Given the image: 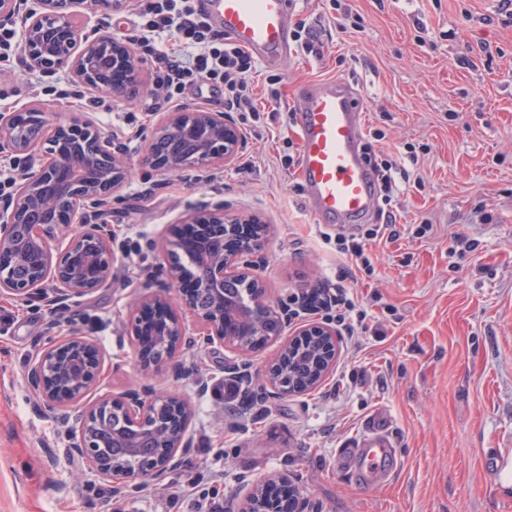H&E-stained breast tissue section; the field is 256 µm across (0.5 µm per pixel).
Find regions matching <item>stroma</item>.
Here are the masks:
<instances>
[{"mask_svg":"<svg viewBox=\"0 0 512 512\" xmlns=\"http://www.w3.org/2000/svg\"><path fill=\"white\" fill-rule=\"evenodd\" d=\"M135 4L110 12L81 0L76 19L120 40ZM296 17L314 26L321 55L298 48L258 65L257 87L278 83L281 108L241 126V151L217 169L163 174L143 161L157 118L135 102L78 106L57 96L76 86L66 70L45 73L36 92L25 65L0 69L11 110L36 104L57 120L83 112L124 145L130 167L98 217L115 238L111 285L60 309L0 300V512H194L179 495L191 484L224 512H243L271 475L290 479L318 512H512V494L484 465L512 436V24L499 0H298ZM336 77L361 92L365 150L396 163L402 188L393 204L400 235L367 241V268L337 251L288 165L299 154L290 114L301 89ZM219 202L266 224L253 262L274 303L292 306L315 288L354 303V335L342 336L329 374L306 393L272 398L259 379L230 405L213 393L241 361L260 372L291 326L245 358L196 341L177 355L176 382L136 361L137 296L163 279L182 224ZM73 331L105 356L92 398L148 384L191 400L192 446L180 467L116 495L65 455L72 422L37 411L24 369L36 349ZM377 413L397 465L363 485L336 450Z\"/></svg>","mask_w":512,"mask_h":512,"instance_id":"obj_1","label":"stroma"}]
</instances>
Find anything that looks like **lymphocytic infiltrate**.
<instances>
[{
	"label": "lymphocytic infiltrate",
	"instance_id": "1",
	"mask_svg": "<svg viewBox=\"0 0 512 512\" xmlns=\"http://www.w3.org/2000/svg\"><path fill=\"white\" fill-rule=\"evenodd\" d=\"M137 16L130 42L152 58L156 83L165 91L161 97L146 95L140 111L157 112L187 86L208 82L223 87L225 111L244 119L257 115L251 84L256 61L212 26L200 0H138Z\"/></svg>",
	"mask_w": 512,
	"mask_h": 512
}]
</instances>
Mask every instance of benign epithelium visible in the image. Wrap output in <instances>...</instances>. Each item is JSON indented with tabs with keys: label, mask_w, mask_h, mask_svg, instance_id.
<instances>
[{
	"label": "benign epithelium",
	"mask_w": 512,
	"mask_h": 512,
	"mask_svg": "<svg viewBox=\"0 0 512 512\" xmlns=\"http://www.w3.org/2000/svg\"><path fill=\"white\" fill-rule=\"evenodd\" d=\"M79 0H35L23 21V48L27 65L43 72L65 68L73 80L89 90L130 99L143 87L140 60L128 45L97 31L88 35L71 20ZM48 136L50 148L41 154L35 146ZM96 138L98 148L90 153L80 145L86 136ZM242 146V136L231 116L204 109H182L164 113L147 148L145 162L162 173H175L193 163L199 167L221 166L233 161ZM0 150L13 154L22 171L14 193L0 202V298L22 303L35 299L59 305L72 297L89 295L112 283L114 237L112 226L90 217L106 206L123 184L128 163L122 147L93 121L77 112L65 121L52 122L37 105L0 113ZM25 224L21 238L15 227ZM73 224L80 232L70 246L53 253L51 235ZM197 229L192 248L181 251V262L169 264L166 280L147 284L151 291L136 302L131 330L138 342V360L143 370L156 364L146 358V340L168 349L167 363L184 346L199 339L218 343L240 355L255 352L264 343L278 339L282 327L301 312L327 304V297L308 295L296 308L271 303L266 285L244 260L259 246V237L242 234L240 228L255 224L245 218H229L224 205L194 215ZM24 264L32 277L22 281L13 268ZM192 278L198 288L211 290L213 304L201 309L193 291L181 288ZM244 282L246 296L224 293V281ZM198 324V336L186 335V318ZM314 339L322 357L307 364L308 376L301 381L284 374L272 378L271 361L265 379L272 394H301L316 388L336 359L340 334L324 322L302 326L299 337L285 344L286 352L300 342ZM104 356L92 340L76 333L61 336L41 348L25 367L24 378L43 412H75L72 438L66 452L80 458L121 494L136 481L158 479L175 469L191 447L190 427L194 407L186 399L151 390L131 391L119 397L84 399L99 383ZM179 414L181 430L164 433L163 411ZM127 419L125 433L112 431V440L129 448L137 457L133 469H119L99 446V433L108 430L115 415ZM261 489L259 512H314L299 498L283 500Z\"/></svg>",
	"instance_id": "obj_1"
}]
</instances>
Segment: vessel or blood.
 Listing matches in <instances>:
<instances>
[{
    "mask_svg": "<svg viewBox=\"0 0 512 512\" xmlns=\"http://www.w3.org/2000/svg\"><path fill=\"white\" fill-rule=\"evenodd\" d=\"M203 5L225 38L255 58L277 63L291 55L294 0H203ZM296 112L310 213L325 224L367 221L379 194L377 176L362 151L360 94L343 79L313 81ZM337 457L363 483L391 471L396 455L382 418H371L356 445L338 449Z\"/></svg>",
    "mask_w": 512,
    "mask_h": 512,
    "instance_id": "b4317fda",
    "label": "vessel or blood"
}]
</instances>
